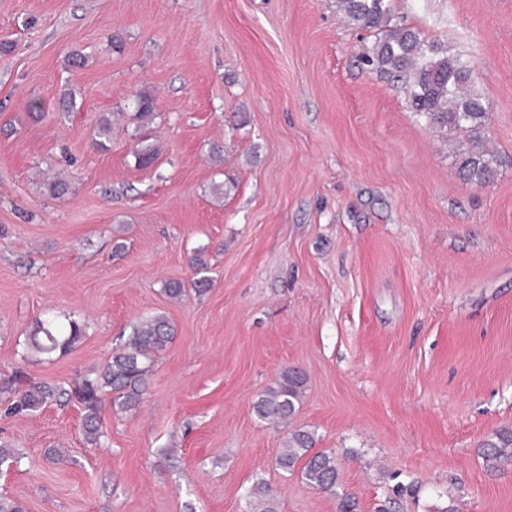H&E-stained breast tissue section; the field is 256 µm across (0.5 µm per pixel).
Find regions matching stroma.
<instances>
[{
  "mask_svg": "<svg viewBox=\"0 0 512 512\" xmlns=\"http://www.w3.org/2000/svg\"><path fill=\"white\" fill-rule=\"evenodd\" d=\"M391 7L471 66L490 183L462 179L467 134L413 113L336 0H0V444L20 454L0 494L25 512H243L261 479L278 512L342 494L374 512L397 480L414 491L396 512H512V462L480 454L512 427V0ZM196 251L211 288L170 299ZM48 313L85 334L26 357ZM154 314L176 335L99 444L69 397L7 414V383L72 389ZM288 367L336 493L276 469L285 434L252 412Z\"/></svg>",
  "mask_w": 512,
  "mask_h": 512,
  "instance_id": "1",
  "label": "stroma"
}]
</instances>
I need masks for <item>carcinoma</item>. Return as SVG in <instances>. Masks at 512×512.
Listing matches in <instances>:
<instances>
[{
    "label": "carcinoma",
    "instance_id": "cac0c4a2",
    "mask_svg": "<svg viewBox=\"0 0 512 512\" xmlns=\"http://www.w3.org/2000/svg\"><path fill=\"white\" fill-rule=\"evenodd\" d=\"M391 0H339V7L353 23L378 31L368 63L387 77L403 82L408 102L417 115L432 128L464 130L469 133L472 148L461 152L458 168L470 183L483 185L494 176L492 161L483 147L488 120L481 94L471 85V68L448 56L440 44L428 41L421 33L392 22ZM175 330L163 315L142 319L132 336L113 352L111 360L94 376H86L75 388L74 395L82 405L83 432L91 444L103 437L101 415L104 395H112V405L121 411L137 408L147 388L150 364L155 353L174 338ZM78 321L53 316L36 321L27 337L25 354L49 356L72 349L82 338ZM306 384L305 373L294 367L280 372L271 385L258 393L252 409L258 421L284 426L293 420ZM66 391L57 386L30 384L18 392L8 413L26 415L57 400ZM314 434L303 428L290 430L276 458V467L294 471L301 467L303 479L312 487L336 494L339 466L336 454L315 449ZM483 460L495 469L512 460V429L497 431L483 444ZM246 512H278L277 502L269 486L258 480L247 495Z\"/></svg>",
    "mask_w": 512,
    "mask_h": 512
}]
</instances>
